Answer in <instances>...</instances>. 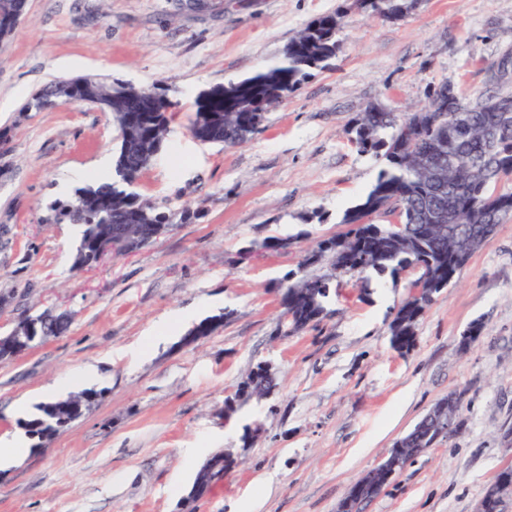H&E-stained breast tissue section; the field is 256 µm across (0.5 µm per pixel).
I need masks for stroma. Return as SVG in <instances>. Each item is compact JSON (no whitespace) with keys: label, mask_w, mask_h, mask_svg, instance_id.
Wrapping results in <instances>:
<instances>
[{"label":"stroma","mask_w":512,"mask_h":512,"mask_svg":"<svg viewBox=\"0 0 512 512\" xmlns=\"http://www.w3.org/2000/svg\"><path fill=\"white\" fill-rule=\"evenodd\" d=\"M350 0H27L0 42V331L55 307L68 331L0 362V436L20 434L63 381L96 369L98 400L67 429L0 465V512H179L208 455L239 453L192 512H337L349 486L449 393L460 427L411 462L366 512H475L512 462V218L426 309L407 354L388 324L415 270L341 278L331 315L274 334L277 286L305 249L343 231L346 209L374 185L380 160L358 151L350 124L367 105L404 112L434 87L468 101L512 95V0H416L396 21ZM344 13L326 70L312 71L268 112L265 128L227 147L189 131L196 96L277 63L296 31ZM91 76L158 86L172 103L165 148L136 192L178 213L130 255L73 268L79 236L51 206L114 159L110 113L24 103L53 80ZM270 237L285 250L262 249ZM255 247L252 259L241 250ZM190 322L165 331L170 312ZM225 315L190 343L194 323ZM482 333L461 348L463 332ZM279 378L269 398L232 415L224 400L258 364ZM262 430L243 442L246 427Z\"/></svg>","instance_id":"stroma-1"}]
</instances>
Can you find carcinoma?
Here are the masks:
<instances>
[{
  "instance_id": "carcinoma-1",
  "label": "carcinoma",
  "mask_w": 512,
  "mask_h": 512,
  "mask_svg": "<svg viewBox=\"0 0 512 512\" xmlns=\"http://www.w3.org/2000/svg\"><path fill=\"white\" fill-rule=\"evenodd\" d=\"M358 11L396 20L408 10V0H352ZM344 15L328 14L308 23L288 43L283 58L253 75L201 92L195 99L190 131L203 143L236 146L262 131L271 107L295 91L311 69H327L336 56V32ZM91 97L106 100L119 132L120 149L109 183L79 188L74 196L51 206L56 222L83 226L74 265L96 261V245L110 229L121 224L143 226L154 242L172 227L177 215L131 190V185L162 149L167 112L172 104L153 87L137 93L136 87L113 81L88 79ZM445 96L453 112L438 104ZM83 92L61 79L35 93L24 111L75 104ZM432 112L422 126L411 124L406 112H387L369 106L353 119L354 143L362 153L383 161L384 167L362 201L346 211V230L318 241L306 254L328 243L318 271L301 263L278 287L280 305L291 314V335L317 326L326 316L333 281L350 273L372 271L397 276L410 266H425L428 301L451 286L490 233L485 224H500L512 215V193L490 191L496 182L490 171L506 161L512 166V121L489 112L485 100L464 103L444 84L428 97ZM398 212L399 221L373 224L374 213ZM180 222L191 223L200 214L186 208ZM426 306L406 299L389 323L390 342L398 352L416 345L417 327ZM101 393L80 391L65 398L42 402L22 423L28 435L40 442L52 438L81 418ZM427 418L410 432V448H426Z\"/></svg>"
}]
</instances>
